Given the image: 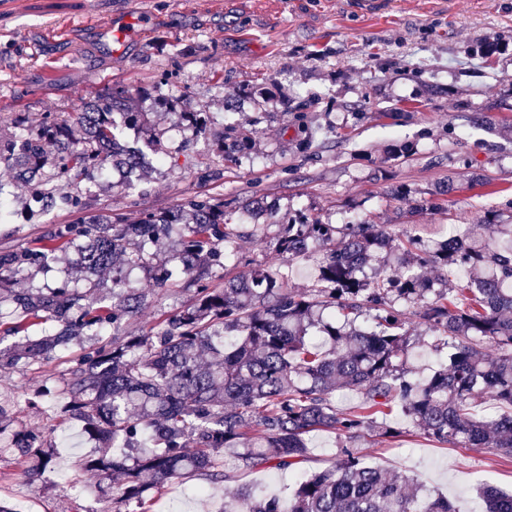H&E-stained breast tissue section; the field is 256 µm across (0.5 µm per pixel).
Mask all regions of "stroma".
<instances>
[{
    "instance_id": "1",
    "label": "stroma",
    "mask_w": 512,
    "mask_h": 512,
    "mask_svg": "<svg viewBox=\"0 0 512 512\" xmlns=\"http://www.w3.org/2000/svg\"><path fill=\"white\" fill-rule=\"evenodd\" d=\"M149 22L126 14L123 0H0V139L26 113L79 111L105 87L145 90L136 106L146 126H120L119 138L145 148L160 135L173 156L137 171L136 183L110 174L94 208L136 221L205 192L223 199L238 229L230 275L249 277L276 263L273 243L289 216L305 213L328 224H384L439 240L452 224H484L496 213L512 224V0H381L366 11L356 0H149ZM129 33L121 39L104 21ZM178 112H203L208 136L184 142ZM484 113L485 123L473 120ZM236 140L223 165L213 162L215 136ZM457 190L436 196L440 184ZM21 213L0 225V249L18 247L48 224L69 221L57 210L30 213V190L0 166ZM264 199L275 217L253 219L244 204ZM437 198L439 207L417 203ZM78 254L22 272L11 288L90 278ZM418 305H401L412 342V370L427 376L445 362ZM72 347L29 368L0 370V398H19L21 421L57 448L56 467L29 480L10 454L0 455V497L21 512H92L96 476L83 460L91 443L80 426L24 401L62 382ZM397 437L336 432L308 437L302 469L240 471L225 458L229 481L189 476L153 496V512H222L238 486L260 496L294 488L302 473L336 466L342 446L389 476H405L442 494L457 512H480L479 490L512 492V457L494 448L443 444L395 413Z\"/></svg>"
}]
</instances>
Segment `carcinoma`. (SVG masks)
Returning <instances> with one entry per match:
<instances>
[{"mask_svg":"<svg viewBox=\"0 0 512 512\" xmlns=\"http://www.w3.org/2000/svg\"><path fill=\"white\" fill-rule=\"evenodd\" d=\"M133 95L107 87L73 113L85 137L75 142L70 124L45 113L33 128L15 120L0 140V164L27 180L40 208L82 213L92 187L114 162L135 169L144 152L117 139L113 114L145 122ZM188 136L208 132L201 112H178ZM85 189L70 190L76 181ZM18 217L11 193L0 182V224ZM186 225L179 257L189 278L182 289L191 303L145 331L125 323L146 306L154 289L174 273L152 267L146 245L168 225ZM235 234L224 202L195 195L175 207L146 212L134 223L100 210L68 224H48L23 249L0 250V281L28 267L47 264L77 241H86L82 262L112 270V288H20L0 293L10 308L6 331L18 340L0 348V366L26 367L60 347L91 342L55 390L51 407L81 426L98 447L85 469L99 478L95 512H151V491L191 474L212 483L228 479L224 455L246 469H288L306 457L307 436L341 431L352 439L363 430L394 436L386 423L400 409L428 436L461 448H496L512 456V225L481 224L461 239L425 242L380 224H324L300 215L280 225L277 266L250 279L224 280L215 288L214 267L229 260ZM318 250L312 287L289 285V268ZM389 254L385 269L365 271L373 255ZM439 270L432 281L426 267ZM468 278L448 284V272ZM149 273L154 287L138 288L124 271ZM422 303L419 317L439 333L448 365L419 381L406 367L409 333L396 303ZM376 311L375 325H356L362 309ZM46 324L37 337L30 329ZM210 350L203 362L200 352ZM339 385L359 391L361 401L339 413L332 395ZM487 395L508 408L489 419L472 413ZM9 453L31 480L55 465L43 432L19 420L16 404L0 399V455ZM120 484L112 489L111 479ZM486 512H512V494L483 491ZM229 512H454L448 498L423 495L405 477H389L353 450L333 470L306 477L294 490L256 499L236 490Z\"/></svg>","mask_w":512,"mask_h":512,"instance_id":"cac0c4a2","label":"carcinoma"}]
</instances>
